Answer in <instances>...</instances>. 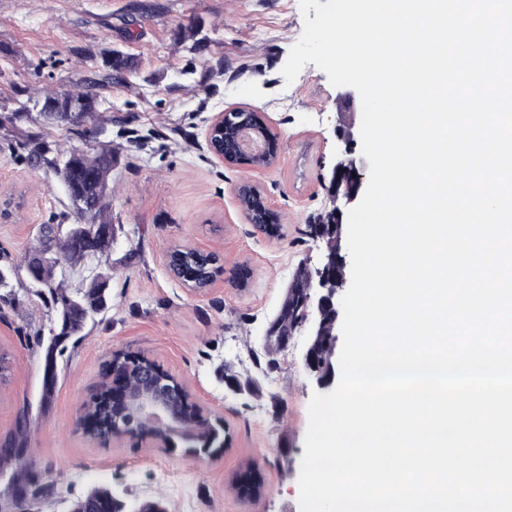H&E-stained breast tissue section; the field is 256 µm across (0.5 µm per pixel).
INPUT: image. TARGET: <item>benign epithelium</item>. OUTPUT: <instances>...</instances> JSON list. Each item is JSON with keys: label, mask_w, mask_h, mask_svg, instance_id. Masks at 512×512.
<instances>
[{"label": "benign epithelium", "mask_w": 512, "mask_h": 512, "mask_svg": "<svg viewBox=\"0 0 512 512\" xmlns=\"http://www.w3.org/2000/svg\"><path fill=\"white\" fill-rule=\"evenodd\" d=\"M249 107L236 108L217 113L209 122L206 139L209 151L227 165H247L261 170L273 167L278 160L276 138L267 121L261 127L254 126ZM337 136L345 143V156L329 173L327 192L332 207L325 210L317 223L309 225L308 235L312 240L325 245L322 258L312 265L304 262L288 284L294 296L297 311L296 322L281 329L277 318L268 321L262 341L278 340L280 352H288L295 337H307L304 364L312 379L322 388L332 384L336 373V343L341 327L343 311L341 299L347 284V261L343 254V226L349 210L337 205L342 201L349 205L364 192L365 166L355 156L360 130L354 126L337 129ZM274 210L263 204L258 208L257 217L247 215L248 223L278 235L281 228L272 224ZM53 265L64 266L61 257L48 243H39L34 248L27 269L29 283L41 285L39 274L42 268ZM72 338L68 325L57 318L51 320L45 347L56 353ZM141 389L129 386L128 368L124 360H112L110 369L109 400L117 405L132 409L137 415H144L165 424V433L152 437L156 448H170L175 442L185 444L193 452L207 451L208 446H198L207 440L213 431V423L219 422L196 406H191L195 423L187 424L175 411L171 399L173 394L167 387L168 379L161 376L156 367H143L139 371ZM132 422L119 417L112 419V428L104 439H118L135 436L138 431L131 428Z\"/></svg>", "instance_id": "7a95c632"}]
</instances>
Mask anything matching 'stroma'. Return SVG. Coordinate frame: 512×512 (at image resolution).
<instances>
[{
  "label": "stroma",
  "mask_w": 512,
  "mask_h": 512,
  "mask_svg": "<svg viewBox=\"0 0 512 512\" xmlns=\"http://www.w3.org/2000/svg\"><path fill=\"white\" fill-rule=\"evenodd\" d=\"M300 0H0V252L18 266L16 299L0 301V351L13 372L0 389V441L17 415L32 419L27 446L35 470L58 484L34 512H65L66 502L108 487L131 502L163 499L168 512H300L299 475L308 407L317 387L303 362V338L276 372L254 361L267 320L289 280L320 252L308 224L327 204L325 180L344 145L340 124L346 87L306 64L293 83L281 69L300 39ZM196 32L207 49L192 53ZM117 49L135 71L104 81L102 56ZM91 87L99 121L82 131L20 112L27 94ZM260 109L278 137V162L255 171L228 166L209 151L206 129L216 113ZM37 134L52 152L112 148L110 258H89L67 276L69 287L111 270V304L87 327L59 365L50 400L42 398L43 354L27 340L48 328L47 306L25 290L21 262L40 225L69 206L60 181L19 150ZM251 178L283 226L272 236L248 224L234 188ZM185 244L217 253L213 286L194 291L175 278L166 253ZM138 353L181 381L193 400L221 418L228 451L197 458L184 447L155 448L137 437L90 438L80 409L96 392L115 350ZM255 376L253 389H227L222 366ZM260 465L263 494L240 496L234 475Z\"/></svg>",
  "instance_id": "1"
}]
</instances>
